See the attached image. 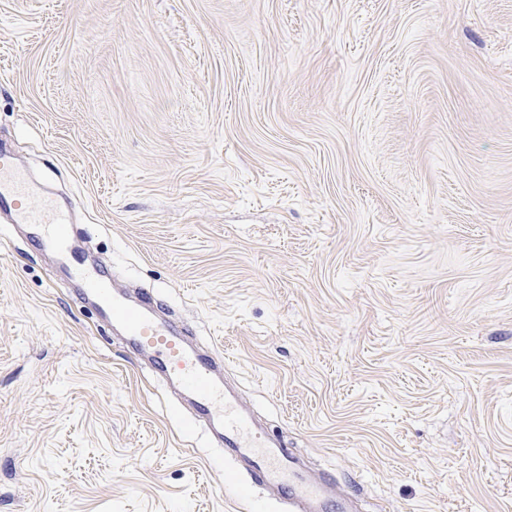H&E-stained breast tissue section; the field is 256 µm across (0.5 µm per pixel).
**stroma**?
I'll list each match as a JSON object with an SVG mask.
<instances>
[{"label": "stroma", "mask_w": 512, "mask_h": 512, "mask_svg": "<svg viewBox=\"0 0 512 512\" xmlns=\"http://www.w3.org/2000/svg\"><path fill=\"white\" fill-rule=\"evenodd\" d=\"M0 146L361 512H512V0H0ZM0 236V512H285Z\"/></svg>", "instance_id": "obj_1"}]
</instances>
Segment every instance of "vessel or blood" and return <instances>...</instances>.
Here are the masks:
<instances>
[{
	"label": "vessel or blood",
	"instance_id": "1",
	"mask_svg": "<svg viewBox=\"0 0 512 512\" xmlns=\"http://www.w3.org/2000/svg\"><path fill=\"white\" fill-rule=\"evenodd\" d=\"M0 214L11 223L30 224L39 230L53 226L46 244L57 249L65 244L68 213L53 196L31 191L25 176L6 155L0 156ZM69 268L86 294L123 327L127 344L149 353L156 371L193 398L200 417L222 430L225 453L245 461L253 483L287 501L289 512H351L352 494L338 490L327 475L315 476L298 468L295 454L288 449L260 442L240 403L224 392L219 359L190 346L183 328L115 295L110 284L82 261L70 262Z\"/></svg>",
	"mask_w": 512,
	"mask_h": 512
}]
</instances>
